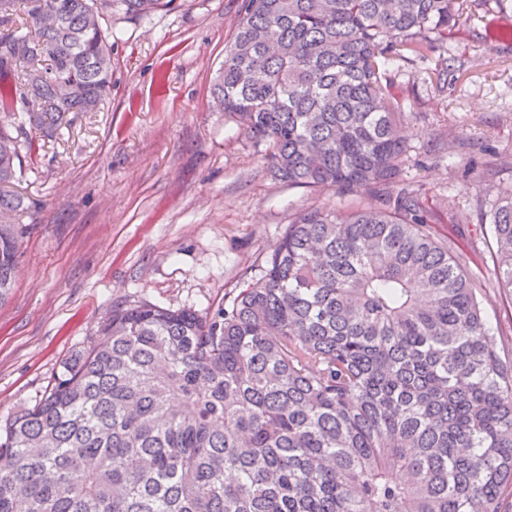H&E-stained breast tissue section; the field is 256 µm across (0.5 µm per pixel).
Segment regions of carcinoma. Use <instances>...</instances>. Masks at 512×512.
<instances>
[{
    "instance_id": "1",
    "label": "carcinoma",
    "mask_w": 512,
    "mask_h": 512,
    "mask_svg": "<svg viewBox=\"0 0 512 512\" xmlns=\"http://www.w3.org/2000/svg\"><path fill=\"white\" fill-rule=\"evenodd\" d=\"M0 0V305L23 198L25 126L51 139L112 90L96 4ZM467 0H245L217 99L267 145L274 181L386 187L376 209H312L204 315L115 307L101 340L0 425V512H505L512 361L462 257L416 194L387 67L433 47ZM60 81L81 85L59 96ZM512 293V198L477 196ZM227 472L236 474L226 482Z\"/></svg>"
}]
</instances>
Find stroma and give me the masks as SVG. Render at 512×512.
Here are the masks:
<instances>
[{
    "label": "stroma",
    "instance_id": "stroma-1",
    "mask_svg": "<svg viewBox=\"0 0 512 512\" xmlns=\"http://www.w3.org/2000/svg\"><path fill=\"white\" fill-rule=\"evenodd\" d=\"M243 0H173L144 17L104 10L112 96L70 113L60 138L24 159L14 286L0 305V420L37 405L113 307L206 312L248 278L310 208L377 206L271 180L266 147L213 93ZM512 0L472 5L457 37L397 61L387 78L402 115L395 185L431 212L480 288L495 344L512 352V294L494 288V245L476 195L512 193Z\"/></svg>",
    "mask_w": 512,
    "mask_h": 512
}]
</instances>
